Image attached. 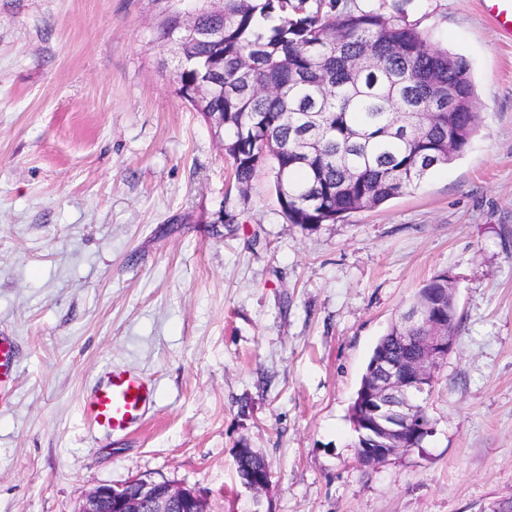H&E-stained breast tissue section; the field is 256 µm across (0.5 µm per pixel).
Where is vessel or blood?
Returning <instances> with one entry per match:
<instances>
[{
  "mask_svg": "<svg viewBox=\"0 0 512 512\" xmlns=\"http://www.w3.org/2000/svg\"><path fill=\"white\" fill-rule=\"evenodd\" d=\"M483 9L496 27L512 37V0H481ZM17 370L15 344L0 336V402L9 393L8 385ZM155 402L150 379L131 369L112 366L100 375L84 403L85 414L101 430L127 433L140 425Z\"/></svg>",
  "mask_w": 512,
  "mask_h": 512,
  "instance_id": "obj_1",
  "label": "vessel or blood"
}]
</instances>
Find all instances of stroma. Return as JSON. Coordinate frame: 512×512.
I'll use <instances>...</instances> for the list:
<instances>
[{"mask_svg": "<svg viewBox=\"0 0 512 512\" xmlns=\"http://www.w3.org/2000/svg\"><path fill=\"white\" fill-rule=\"evenodd\" d=\"M463 56L481 123L417 190L289 223L271 165L241 192L177 93L149 0H0V512H75L132 478L211 512H484L512 499V41L480 0H408ZM446 271L461 325L422 448L362 467L351 407L372 349ZM155 385L137 431L83 412L106 366ZM272 472L260 503L238 449ZM16 350L9 336H0V405L9 393L8 385L16 373Z\"/></svg>", "mask_w": 512, "mask_h": 512, "instance_id": "35a3bbf8", "label": "stroma"}]
</instances>
